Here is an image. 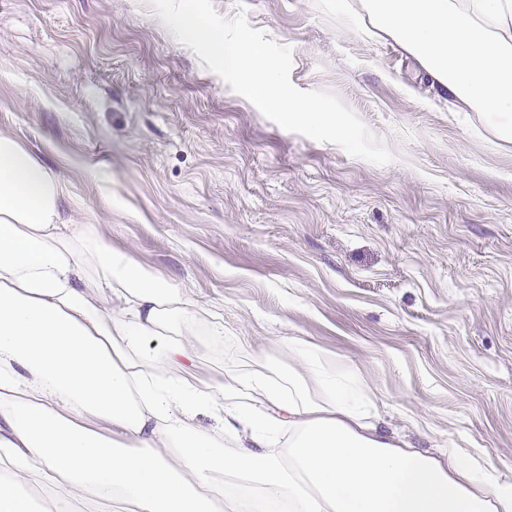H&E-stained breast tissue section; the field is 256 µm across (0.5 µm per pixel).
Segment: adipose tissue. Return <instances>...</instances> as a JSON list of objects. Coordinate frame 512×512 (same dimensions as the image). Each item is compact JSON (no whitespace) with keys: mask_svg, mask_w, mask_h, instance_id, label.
I'll use <instances>...</instances> for the list:
<instances>
[{"mask_svg":"<svg viewBox=\"0 0 512 512\" xmlns=\"http://www.w3.org/2000/svg\"><path fill=\"white\" fill-rule=\"evenodd\" d=\"M363 2L440 93L512 139V0ZM68 198L0 135V512H34L33 482L74 512H252L229 483L289 512H512L495 466L380 430L358 374L303 340L288 365L193 376L196 301L65 223Z\"/></svg>","mask_w":512,"mask_h":512,"instance_id":"adipose-tissue-1","label":"adipose tissue"}]
</instances>
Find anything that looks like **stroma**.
I'll use <instances>...</instances> for the list:
<instances>
[{"instance_id": "1", "label": "stroma", "mask_w": 512, "mask_h": 512, "mask_svg": "<svg viewBox=\"0 0 512 512\" xmlns=\"http://www.w3.org/2000/svg\"><path fill=\"white\" fill-rule=\"evenodd\" d=\"M293 52L393 155L377 166L286 131L181 45L147 0H0V135L202 309L197 375L290 361L356 368L381 425L479 448L512 481V141L461 112L371 26L362 0H213Z\"/></svg>"}]
</instances>
